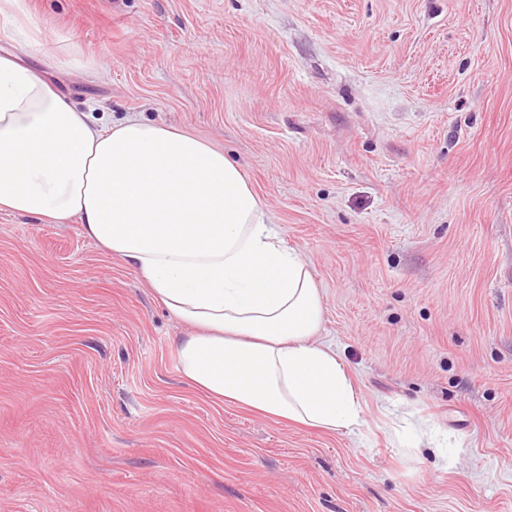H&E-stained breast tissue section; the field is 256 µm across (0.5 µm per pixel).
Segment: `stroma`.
<instances>
[{
	"label": "stroma",
	"instance_id": "35a3bbf8",
	"mask_svg": "<svg viewBox=\"0 0 512 512\" xmlns=\"http://www.w3.org/2000/svg\"><path fill=\"white\" fill-rule=\"evenodd\" d=\"M75 107L224 149L362 402L327 434L182 380L184 327L0 211V512H512V0H18ZM70 49L96 71L45 66Z\"/></svg>",
	"mask_w": 512,
	"mask_h": 512
}]
</instances>
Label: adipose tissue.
Masks as SVG:
<instances>
[{"label": "adipose tissue", "mask_w": 512, "mask_h": 512, "mask_svg": "<svg viewBox=\"0 0 512 512\" xmlns=\"http://www.w3.org/2000/svg\"><path fill=\"white\" fill-rule=\"evenodd\" d=\"M43 40L25 28L0 53V210L78 219L185 326L179 372L209 397L277 424L358 427L360 398L317 341L316 280L242 167L184 129L74 108L19 58Z\"/></svg>", "instance_id": "adipose-tissue-1"}]
</instances>
